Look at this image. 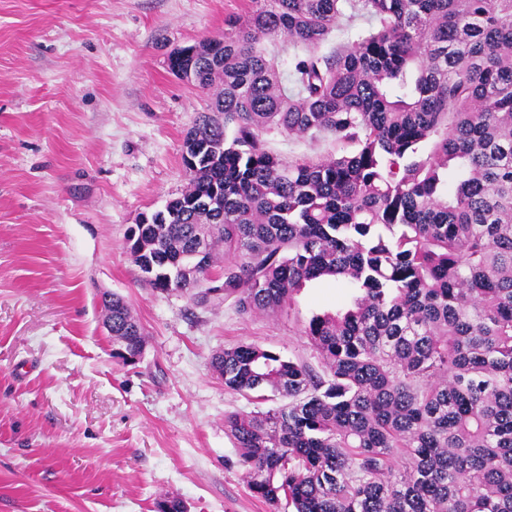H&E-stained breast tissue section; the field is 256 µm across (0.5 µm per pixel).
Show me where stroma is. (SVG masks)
<instances>
[{
	"mask_svg": "<svg viewBox=\"0 0 512 512\" xmlns=\"http://www.w3.org/2000/svg\"><path fill=\"white\" fill-rule=\"evenodd\" d=\"M252 0H0V512H273L249 490L224 416L253 410L212 355L256 343L318 366L302 321L349 297L313 282L276 317L145 285L125 233L187 183L182 141L209 94L175 49L224 36ZM282 159L334 139L272 130ZM124 298L148 346L112 356L97 293Z\"/></svg>",
	"mask_w": 512,
	"mask_h": 512,
	"instance_id": "obj_1",
	"label": "stroma"
}]
</instances>
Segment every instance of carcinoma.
Masks as SVG:
<instances>
[{
  "mask_svg": "<svg viewBox=\"0 0 512 512\" xmlns=\"http://www.w3.org/2000/svg\"><path fill=\"white\" fill-rule=\"evenodd\" d=\"M253 2L169 55L215 93L183 141L185 189L127 229L141 281L266 316L316 280L349 290L299 329L319 371L252 343L211 358L225 388L285 399L224 415L272 507L512 512V0ZM342 17L367 26L320 53ZM276 39L304 54L282 68ZM271 130L336 152L286 161ZM100 302L112 357L137 364L143 327Z\"/></svg>",
  "mask_w": 512,
  "mask_h": 512,
  "instance_id": "carcinoma-1",
  "label": "carcinoma"
}]
</instances>
